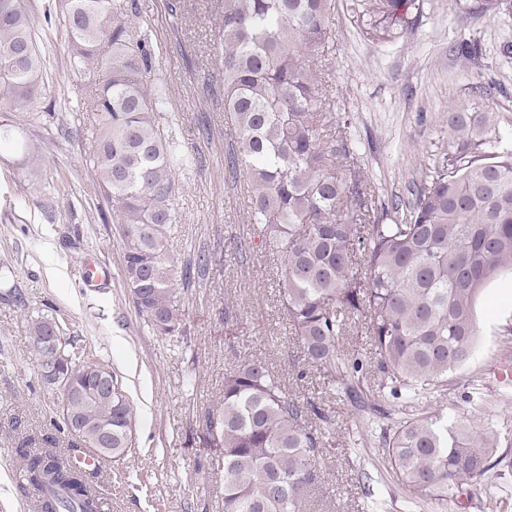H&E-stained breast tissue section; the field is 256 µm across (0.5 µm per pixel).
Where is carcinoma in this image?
I'll list each match as a JSON object with an SVG mask.
<instances>
[{
	"label": "carcinoma",
	"instance_id": "obj_1",
	"mask_svg": "<svg viewBox=\"0 0 512 512\" xmlns=\"http://www.w3.org/2000/svg\"><path fill=\"white\" fill-rule=\"evenodd\" d=\"M70 63L105 75L92 115L89 160L112 203L123 244V276L140 317L161 336L183 331L179 285L192 263L170 253L176 173L192 164L180 133L161 124V80L150 77L151 49L132 37L120 0H58ZM369 41L386 44L413 30L416 0H348ZM224 112L233 126L225 156L245 172L250 223L260 246L284 256L280 313L306 364L355 389L362 365L341 342L362 323L379 377L372 396L388 391L412 403L466 366L480 335L476 305L501 273L512 272V144L496 113L479 98L448 107L449 149L426 167L409 213L383 223L363 169L349 163L348 116L336 110L329 64L336 0H222ZM109 51L100 54V46ZM46 57L26 0H0V112H30L46 95ZM54 319L33 318L30 342ZM74 388L63 405L82 422L86 448L124 457L135 428L131 403L112 368L74 354ZM112 378L107 392L98 377ZM314 401L290 396L267 361L247 359L224 373L205 414L221 449L224 512H306L321 482V430ZM52 433L27 436L15 449L22 488L38 491L41 512H102L87 470L60 460ZM386 461L409 492L456 498L485 486L508 457L497 430L448 423L424 409L383 435Z\"/></svg>",
	"mask_w": 512,
	"mask_h": 512
}]
</instances>
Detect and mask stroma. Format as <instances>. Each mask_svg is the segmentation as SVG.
Masks as SVG:
<instances>
[{
	"label": "stroma",
	"instance_id": "obj_1",
	"mask_svg": "<svg viewBox=\"0 0 512 512\" xmlns=\"http://www.w3.org/2000/svg\"><path fill=\"white\" fill-rule=\"evenodd\" d=\"M49 0H27L46 50L41 108L53 122L18 120L16 144L0 146V512H36L17 482L14 453L26 436L47 432L60 395L40 378L28 318L54 317L66 348L91 351L109 364L133 401L138 423L133 456L105 462L89 478L110 512H223L224 479L202 423L227 369L257 356L272 364L289 394L316 401L329 417L318 467L323 482L307 512H512V467L490 473L491 494L469 489L460 502L415 496L402 487L382 452L386 410L409 411L387 397L382 412L368 397L348 398L337 381L307 367L279 311L278 264L254 250L238 253L255 234L248 222L244 175L229 176L224 72L214 54L223 28L221 0H123L165 78L166 111L182 127L194 158L177 176L169 249L185 263L210 256L206 272L179 289L186 326L154 334L140 318L123 280V249L112 206L99 191L88 159L92 75L73 70L60 16ZM337 0L334 25L339 107L359 141L357 159L376 203L398 220L412 206L423 165L448 146L442 115L449 104L489 89L484 104L512 133V9L477 10L471 0H420L413 32L382 46L367 41ZM478 45L469 62L453 53ZM111 277L85 285L88 260ZM481 334L475 355L430 396V410L455 421L468 416V395H485L484 420L512 442V274L490 285L477 306Z\"/></svg>",
	"mask_w": 512,
	"mask_h": 512
}]
</instances>
